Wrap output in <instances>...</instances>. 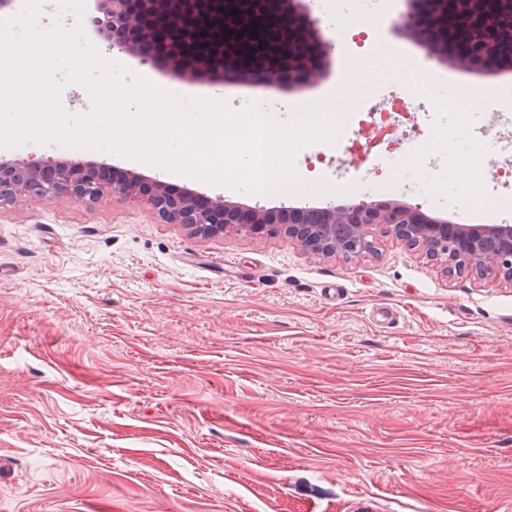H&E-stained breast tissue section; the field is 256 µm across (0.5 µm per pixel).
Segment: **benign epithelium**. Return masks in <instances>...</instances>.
Returning a JSON list of instances; mask_svg holds the SVG:
<instances>
[{
	"label": "benign epithelium",
	"instance_id": "7a95c632",
	"mask_svg": "<svg viewBox=\"0 0 512 512\" xmlns=\"http://www.w3.org/2000/svg\"><path fill=\"white\" fill-rule=\"evenodd\" d=\"M234 0H100L104 20L97 26L111 35L112 47L138 55L146 63L162 60L187 75L216 72L279 83L267 62L262 42L251 41L254 60L246 68L225 60L224 53L240 37L242 22L233 13ZM256 17L273 18L282 31L280 62L290 68L288 83L309 86L320 74L327 41L310 38L317 22L304 0H253ZM403 26L427 53L445 58L465 70L486 68L495 55L493 40L481 35L478 54H459L437 36L423 31L418 12ZM100 166L65 163L0 161V203L35 196L44 201L67 196L95 201L110 194L150 207L166 224H184L205 236L234 233L252 239L286 237L315 258H352L376 250L379 238H392L425 255L448 273L474 275L491 288H512V225L449 224L400 202L347 203L320 209L243 208L184 192L178 196L155 180L142 185L138 177L122 181L104 178Z\"/></svg>",
	"mask_w": 512,
	"mask_h": 512
}]
</instances>
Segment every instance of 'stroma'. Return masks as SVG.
Listing matches in <instances>:
<instances>
[{
	"instance_id": "35a3bbf8",
	"label": "stroma",
	"mask_w": 512,
	"mask_h": 512,
	"mask_svg": "<svg viewBox=\"0 0 512 512\" xmlns=\"http://www.w3.org/2000/svg\"><path fill=\"white\" fill-rule=\"evenodd\" d=\"M306 5L331 50L302 90L118 52L91 23L97 0H51L37 26L83 28L106 59L235 110L292 114L370 74L340 134L296 153L307 191L257 196L56 143L0 159L103 163L245 207L398 201L512 225V160L487 148L512 114V71L429 57L399 26L408 0ZM397 95L429 111L375 178L345 145L366 101ZM461 96L485 106L456 111ZM438 137L452 153L425 160ZM475 163L486 179L463 184ZM0 512H512V288L386 238L312 259L284 237L196 235L119 195L2 204Z\"/></svg>"
}]
</instances>
